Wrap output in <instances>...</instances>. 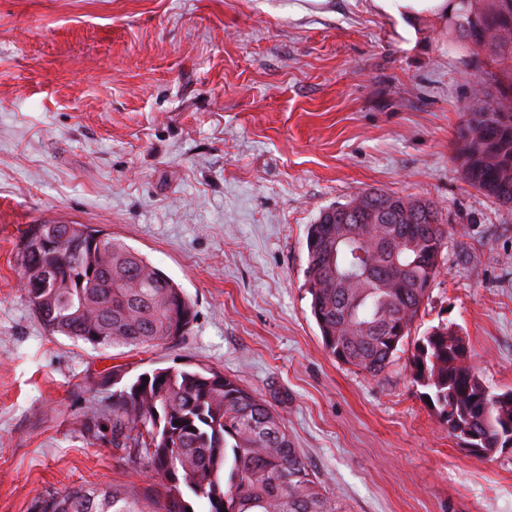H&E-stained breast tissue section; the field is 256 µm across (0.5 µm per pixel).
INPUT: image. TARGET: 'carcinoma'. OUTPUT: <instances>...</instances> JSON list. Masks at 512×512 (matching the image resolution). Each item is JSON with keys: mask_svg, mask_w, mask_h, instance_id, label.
<instances>
[{"mask_svg": "<svg viewBox=\"0 0 512 512\" xmlns=\"http://www.w3.org/2000/svg\"><path fill=\"white\" fill-rule=\"evenodd\" d=\"M448 42L471 51L484 79L472 88L455 161L465 182L491 202L512 207V0H451ZM367 212L347 202L308 227L304 271L311 313L336 360L381 375L429 298L450 235L433 202L365 190ZM369 225L349 238L329 268L326 241L341 222ZM26 299L52 332L100 350L148 348L188 333L191 301L161 270L119 238L86 224L45 221L19 244ZM42 276L41 288L32 281ZM464 339L432 326L414 343L411 377L438 413L452 410L488 438L512 419V390L487 414L472 410L486 386ZM112 369L109 431L115 455L144 457L160 478L141 493L121 486L72 487L36 497L30 512H338L336 498L309 470L281 415L237 379L216 372L156 368L124 381Z\"/></svg>", "mask_w": 512, "mask_h": 512, "instance_id": "1", "label": "carcinoma"}]
</instances>
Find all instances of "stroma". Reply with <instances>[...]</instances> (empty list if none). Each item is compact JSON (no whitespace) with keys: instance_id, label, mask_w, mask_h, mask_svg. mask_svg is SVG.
Returning <instances> with one entry per match:
<instances>
[{"instance_id":"35a3bbf8","label":"stroma","mask_w":512,"mask_h":512,"mask_svg":"<svg viewBox=\"0 0 512 512\" xmlns=\"http://www.w3.org/2000/svg\"><path fill=\"white\" fill-rule=\"evenodd\" d=\"M468 63L431 16L406 48L374 0H0V512L155 482L113 455L116 366L237 378L342 512H512V451L460 448L409 363L448 324L512 390V209L454 159ZM372 188L433 200L454 229L375 378L327 352L304 286L309 224ZM46 219L146 256L192 302L190 331L104 352L46 331L17 261Z\"/></svg>"}]
</instances>
